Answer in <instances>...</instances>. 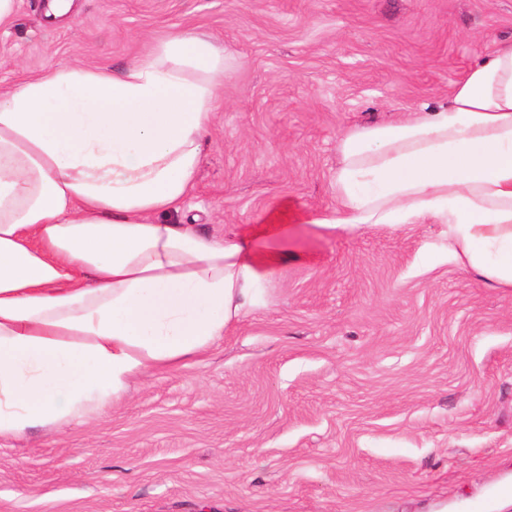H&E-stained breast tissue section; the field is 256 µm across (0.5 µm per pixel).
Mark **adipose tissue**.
I'll return each instance as SVG.
<instances>
[{
  "label": "adipose tissue",
  "instance_id": "1",
  "mask_svg": "<svg viewBox=\"0 0 512 512\" xmlns=\"http://www.w3.org/2000/svg\"><path fill=\"white\" fill-rule=\"evenodd\" d=\"M229 58L177 30L121 69L64 65L0 92V438L61 428L209 351L260 296L238 234L178 220ZM327 228L442 224L512 288V39L447 100L339 144Z\"/></svg>",
  "mask_w": 512,
  "mask_h": 512
}]
</instances>
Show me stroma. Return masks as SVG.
I'll use <instances>...</instances> for the list:
<instances>
[{
    "mask_svg": "<svg viewBox=\"0 0 512 512\" xmlns=\"http://www.w3.org/2000/svg\"><path fill=\"white\" fill-rule=\"evenodd\" d=\"M16 0L0 90L178 29L234 57L185 223L272 242L258 304L103 415L0 440V512H512V288L440 224L331 231L339 140L442 101L512 0Z\"/></svg>",
    "mask_w": 512,
    "mask_h": 512,
    "instance_id": "obj_1",
    "label": "stroma"
}]
</instances>
